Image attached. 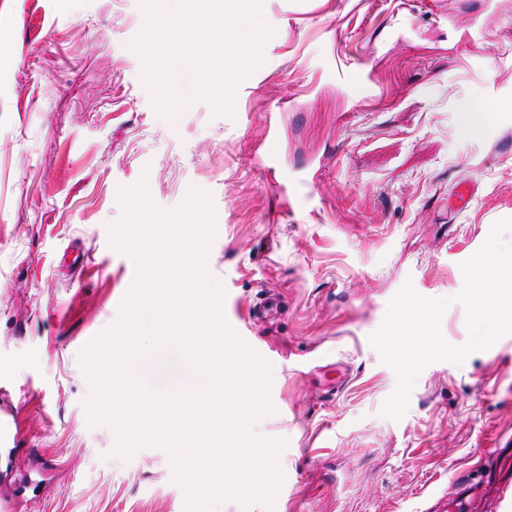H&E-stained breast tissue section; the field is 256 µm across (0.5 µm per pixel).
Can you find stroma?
<instances>
[{"mask_svg": "<svg viewBox=\"0 0 512 512\" xmlns=\"http://www.w3.org/2000/svg\"><path fill=\"white\" fill-rule=\"evenodd\" d=\"M260 18L273 34L233 114L195 100L171 122L132 46L139 0H0V412L18 418L0 494L14 512H187L169 452L121 458L84 407L80 353L137 276L109 228L141 182L165 211L210 195L207 275L271 368L251 432L285 443L274 504L214 512H448L462 476L473 512H495L512 477V334L428 365L398 421L380 414L397 379L369 337L409 281L448 300L449 343L468 338L460 265L512 218V119L488 112L512 103V0H262ZM340 59L368 89L337 82ZM335 362L350 370L337 392Z\"/></svg>", "mask_w": 512, "mask_h": 512, "instance_id": "35a3bbf8", "label": "stroma"}]
</instances>
